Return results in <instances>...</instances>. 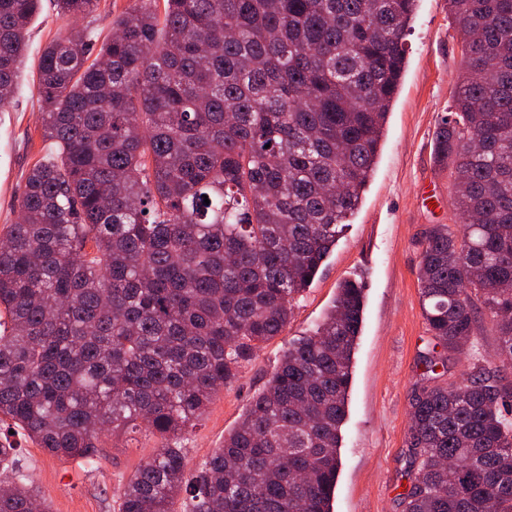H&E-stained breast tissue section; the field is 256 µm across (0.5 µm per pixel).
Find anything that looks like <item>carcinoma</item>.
I'll use <instances>...</instances> for the list:
<instances>
[{"mask_svg":"<svg viewBox=\"0 0 512 512\" xmlns=\"http://www.w3.org/2000/svg\"><path fill=\"white\" fill-rule=\"evenodd\" d=\"M138 0L94 49L69 27L38 64L55 157L0 249V419L92 463L144 429L160 452L120 512H332L364 285L342 282L198 474L180 439L288 326L373 171L417 0ZM98 0H57L88 18ZM463 70L435 134L456 224L418 272L428 331L405 512H512V0H448ZM39 0H0V110ZM478 140L470 149L465 137ZM210 204H204V199ZM489 320L498 345L446 382ZM442 371H437V368ZM0 512H50L0 440Z\"/></svg>","mask_w":512,"mask_h":512,"instance_id":"1","label":"carcinoma"}]
</instances>
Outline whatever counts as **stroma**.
Returning <instances> with one entry per match:
<instances>
[{
    "instance_id": "stroma-1",
    "label": "stroma",
    "mask_w": 512,
    "mask_h": 512,
    "mask_svg": "<svg viewBox=\"0 0 512 512\" xmlns=\"http://www.w3.org/2000/svg\"><path fill=\"white\" fill-rule=\"evenodd\" d=\"M68 25L55 0H42L12 106L0 112V237L17 220L25 177L52 147L40 130L37 66L43 48ZM406 68L387 116L377 163L335 249L293 309L281 336L243 364L221 389L183 448L195 472L237 425L266 385L289 343L322 319L347 279H364L366 302L342 427L333 512H403L410 478V402L421 359L435 340L419 296L422 242L435 224L457 220L446 167L434 156L435 132L449 111L463 68L448 0H418L405 41ZM95 465L64 460L19 441L24 466L51 512H119V493L160 441L138 432L101 439Z\"/></svg>"
}]
</instances>
